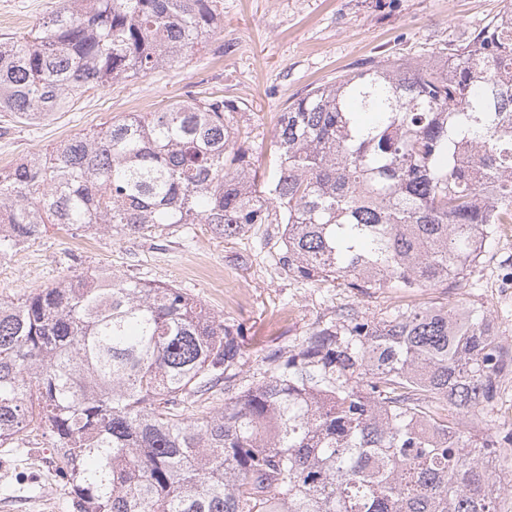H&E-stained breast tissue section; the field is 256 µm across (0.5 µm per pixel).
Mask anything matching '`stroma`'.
I'll list each match as a JSON object with an SVG mask.
<instances>
[{
  "mask_svg": "<svg viewBox=\"0 0 512 512\" xmlns=\"http://www.w3.org/2000/svg\"><path fill=\"white\" fill-rule=\"evenodd\" d=\"M224 23L179 64L91 90L69 108L28 124L0 112V158L18 163L113 118L154 112L209 89L242 102L238 143L261 173L273 171L271 140L281 112L314 86L352 75L384 56L432 62L465 42L503 0H223ZM58 0H0V37L19 36L56 10ZM283 225L256 224L227 240L205 224H178L159 237L47 225L35 240L0 258V299L91 271L107 270L185 289L218 319L246 329L238 377H259L270 350H298L305 336L336 315L382 318L398 308L474 303L512 351V231L488 241L468 276L409 293L396 286L363 292L289 273ZM57 451L43 430L0 446V496L27 472L31 497L48 512H77L57 477Z\"/></svg>",
  "mask_w": 512,
  "mask_h": 512,
  "instance_id": "stroma-1",
  "label": "stroma"
}]
</instances>
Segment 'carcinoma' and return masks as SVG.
Masks as SVG:
<instances>
[{"label":"carcinoma","mask_w":512,"mask_h":512,"mask_svg":"<svg viewBox=\"0 0 512 512\" xmlns=\"http://www.w3.org/2000/svg\"><path fill=\"white\" fill-rule=\"evenodd\" d=\"M219 4L59 0L0 41V112L35 121L172 66L221 27ZM240 111L204 90L25 158L0 178V255L47 224H208L226 239L282 224L298 277L415 291L464 279L512 224V0L442 62L371 59L309 90L281 113L262 184ZM242 336L184 289L116 272L0 300V445L46 429L78 512H501L512 430L475 445L461 429L512 371L478 310L329 321L224 410L185 416L236 388ZM221 387H217L199 398L195 403L187 405L186 414L189 416L199 417L209 412H217L224 409V402H229L232 396L231 391L225 392Z\"/></svg>","instance_id":"obj_1"}]
</instances>
